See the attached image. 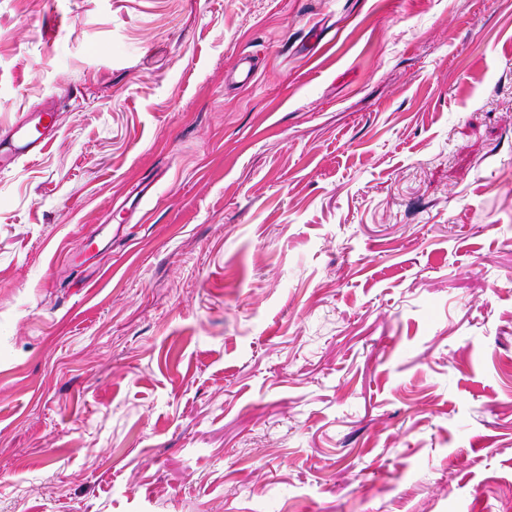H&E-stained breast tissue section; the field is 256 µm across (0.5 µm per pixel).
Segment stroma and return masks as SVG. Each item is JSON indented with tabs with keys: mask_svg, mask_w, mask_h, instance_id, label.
I'll return each mask as SVG.
<instances>
[{
	"mask_svg": "<svg viewBox=\"0 0 512 512\" xmlns=\"http://www.w3.org/2000/svg\"><path fill=\"white\" fill-rule=\"evenodd\" d=\"M51 99L0 512H512V0H0Z\"/></svg>",
	"mask_w": 512,
	"mask_h": 512,
	"instance_id": "stroma-1",
	"label": "stroma"
}]
</instances>
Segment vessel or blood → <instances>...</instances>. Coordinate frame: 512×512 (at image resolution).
<instances>
[{"label":"vessel or blood","instance_id":"1","mask_svg":"<svg viewBox=\"0 0 512 512\" xmlns=\"http://www.w3.org/2000/svg\"><path fill=\"white\" fill-rule=\"evenodd\" d=\"M59 109L50 101L0 133V172L21 159L41 153L58 128Z\"/></svg>","mask_w":512,"mask_h":512}]
</instances>
